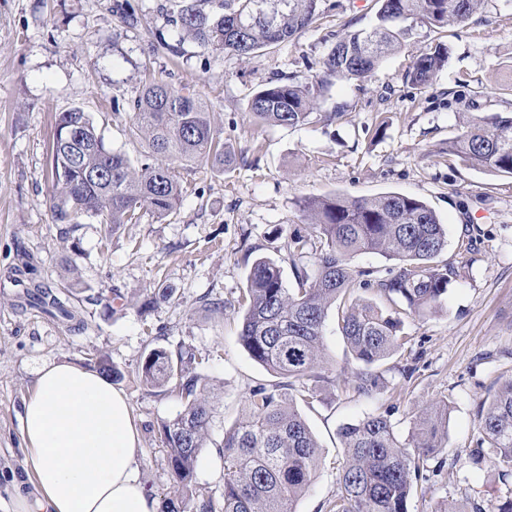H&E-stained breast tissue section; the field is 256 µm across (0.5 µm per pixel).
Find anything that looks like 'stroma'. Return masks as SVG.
<instances>
[{
    "label": "stroma",
    "instance_id": "35a3bbf8",
    "mask_svg": "<svg viewBox=\"0 0 512 512\" xmlns=\"http://www.w3.org/2000/svg\"><path fill=\"white\" fill-rule=\"evenodd\" d=\"M319 28L250 57L180 40L167 0H0V497L24 480L21 417L38 371L51 362L88 369L108 358L113 385L128 399L140 433V478L158 500L177 496L161 425L182 407L177 390L140 383L156 348L195 353L216 414L196 463L198 493L221 496L224 461L215 453L243 417L249 392L276 377L238 341L241 297L256 259L268 258L295 288L286 242L308 230L297 203L328 193L371 198L398 192L424 200L448 230L439 263L461 269L442 310L402 317L406 348L382 366L374 397L353 387L358 369L336 323L325 337L331 361L312 403L298 409L315 433L322 462L295 512H325L338 487L341 425L390 412L400 437L427 403L445 400L448 463L411 512L445 504L490 507L506 495L491 464L468 454L477 411L512 376V176L480 172L449 156V140L468 120L503 111L512 88V0H481L465 24L422 28L389 55L371 81L334 85L316 100L310 124L257 125L247 109L256 89L282 75L307 81L345 30L369 27L376 0H326ZM448 64L432 84L405 78L412 56L432 42ZM180 55H172L171 46ZM203 92L224 127L230 167L182 165L193 191L173 217L138 224L83 221L62 232L51 212L49 142L53 117L88 112L112 148L136 158L130 102L151 79ZM344 112H337V105ZM79 275L83 293L68 295ZM40 284L66 299L74 320L31 307ZM172 292L157 299L158 289ZM225 302L223 318L201 305ZM413 375H405V368Z\"/></svg>",
    "mask_w": 512,
    "mask_h": 512
}]
</instances>
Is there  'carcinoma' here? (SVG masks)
<instances>
[{
  "label": "carcinoma",
  "instance_id": "carcinoma-1",
  "mask_svg": "<svg viewBox=\"0 0 512 512\" xmlns=\"http://www.w3.org/2000/svg\"><path fill=\"white\" fill-rule=\"evenodd\" d=\"M324 0H175L171 22L182 39L204 49L237 56L284 46L318 27ZM377 23L340 36L322 61V73L305 83L282 76L253 93L248 110L259 125L296 127L308 123L316 98L334 83L364 82L384 58L405 46L416 27L443 28L471 19L480 0H378ZM448 62L438 42L412 57L406 78L427 88ZM128 135L148 152L134 160L105 140L89 113L79 107L56 115L50 161L51 211L57 224L84 219L99 224H137L149 215L163 220L177 213L186 184L182 163L226 166L224 128L217 125L205 95L162 79L144 85L132 100ZM464 165L512 174V114L495 112L467 123L448 145ZM312 218V232L288 238L297 288L285 287L280 267L259 258L243 295L238 334L252 359L282 381L254 387L243 419L224 433L222 500L204 495L196 512H294L321 463L320 445L297 408L315 397L324 379V331L330 310L347 347L361 363L357 392L371 397L384 388L378 367L407 343L400 314L426 317L443 308L458 268L436 259L448 233L422 200L385 193L372 198L343 194L310 196L298 202ZM376 253L395 262L384 276L357 269L352 259ZM376 291L392 303L384 311L356 296ZM195 354L155 349L140 379L162 387L176 381L184 407L162 426V442L177 487H194L195 466L206 447L213 408L200 378L187 370ZM448 404L432 401L404 440L390 414H370L343 425L345 459L336 495L327 512H410L412 499L445 467ZM478 434L469 452L475 465L491 461L501 480L512 477V378L477 411Z\"/></svg>",
  "mask_w": 512,
  "mask_h": 512
}]
</instances>
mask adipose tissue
<instances>
[{"mask_svg": "<svg viewBox=\"0 0 512 512\" xmlns=\"http://www.w3.org/2000/svg\"><path fill=\"white\" fill-rule=\"evenodd\" d=\"M22 436L34 489L15 487L9 512H160L140 480L127 400L98 371L43 366L25 401Z\"/></svg>", "mask_w": 512, "mask_h": 512, "instance_id": "obj_1", "label": "adipose tissue"}]
</instances>
